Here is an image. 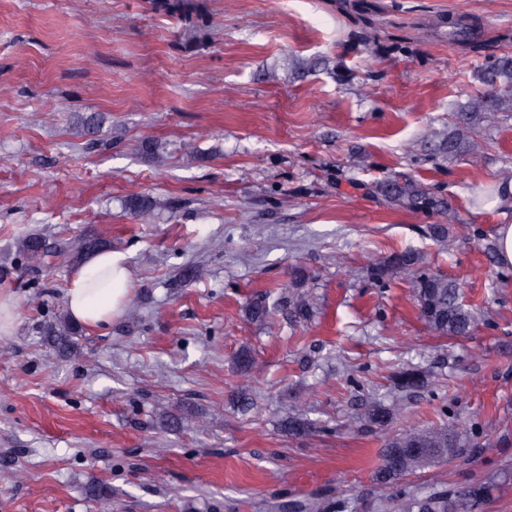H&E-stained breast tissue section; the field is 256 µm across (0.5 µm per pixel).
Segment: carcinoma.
<instances>
[{"mask_svg":"<svg viewBox=\"0 0 512 512\" xmlns=\"http://www.w3.org/2000/svg\"><path fill=\"white\" fill-rule=\"evenodd\" d=\"M482 90L470 97L457 112V123L442 147L448 158L475 149L473 135L481 128L497 126L504 118L512 115V56L502 54L476 74ZM376 191L387 202L409 210L432 208L448 215V223H459L458 214L450 204L432 196L424 187L413 180L399 181L385 179L376 184ZM104 246L97 237H80L71 245L76 259H83ZM28 258L44 264L53 252L39 237H29L22 244ZM423 257L420 253L405 250L393 255L389 267L416 275L414 288L417 307L434 305L442 320L426 321V324L448 336H467L475 331L480 323L479 315L458 301L460 283L446 276L420 271ZM79 331L69 325L49 324L44 329L46 342L61 356L67 354L77 344ZM384 463L378 471L379 478L390 482L412 473L421 462L404 454L400 439L396 438L384 450ZM487 490L482 485L469 487L461 495L449 498L445 495L428 496L415 501L412 508L416 512H474L486 497Z\"/></svg>","mask_w":512,"mask_h":512,"instance_id":"carcinoma-1","label":"carcinoma"}]
</instances>
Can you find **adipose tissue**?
Returning a JSON list of instances; mask_svg holds the SVG:
<instances>
[{
	"label": "adipose tissue",
	"mask_w": 512,
	"mask_h": 512,
	"mask_svg": "<svg viewBox=\"0 0 512 512\" xmlns=\"http://www.w3.org/2000/svg\"><path fill=\"white\" fill-rule=\"evenodd\" d=\"M132 287L124 252L106 248L93 253L69 275L65 288L68 314L74 323L90 329L108 327L125 314Z\"/></svg>",
	"instance_id": "obj_1"
}]
</instances>
